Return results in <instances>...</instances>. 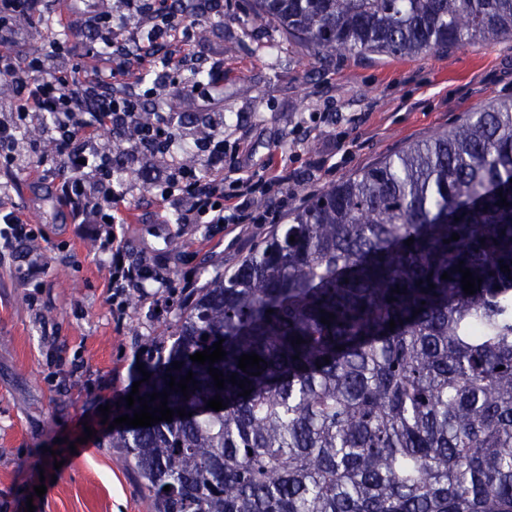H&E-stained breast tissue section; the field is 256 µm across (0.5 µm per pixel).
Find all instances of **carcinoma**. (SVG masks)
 <instances>
[{
    "mask_svg": "<svg viewBox=\"0 0 512 512\" xmlns=\"http://www.w3.org/2000/svg\"><path fill=\"white\" fill-rule=\"evenodd\" d=\"M254 6L255 20L325 55L512 37V0ZM461 267L482 279L473 295ZM219 340L224 359L190 360ZM167 342L146 339L182 368L158 371L139 396L165 391L169 408L190 402L199 413L109 441L153 512H512V100L293 211L200 290ZM251 353L262 369L244 372L238 359ZM190 371L189 397L166 385ZM216 395L227 408L207 407Z\"/></svg>",
    "mask_w": 512,
    "mask_h": 512,
    "instance_id": "carcinoma-1",
    "label": "carcinoma"
}]
</instances>
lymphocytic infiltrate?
<instances>
[{
    "label": "lymphocytic infiltrate",
    "mask_w": 512,
    "mask_h": 512,
    "mask_svg": "<svg viewBox=\"0 0 512 512\" xmlns=\"http://www.w3.org/2000/svg\"><path fill=\"white\" fill-rule=\"evenodd\" d=\"M44 0H0V84L11 90L7 109L0 113V166L23 167L38 177L62 170L67 174L57 200L78 224H106L100 247L110 255L109 271L114 292L112 311L123 316L121 300L126 289L144 287L151 276L141 262L130 261L125 245L124 210L126 184L112 165V149L105 133L128 142L127 165L153 161L157 169L155 197L166 211L165 219L177 224H267L277 221L288 206L287 196L274 204L260 202L258 184L251 175L228 178V160L223 132L195 139L202 165H189L176 158L182 134L174 115L154 113L145 118V99L159 96L160 86L151 83L144 93H109L103 79L82 82L71 51L54 43L50 51L19 56L13 51V19L39 13ZM76 11L85 14L97 40L124 57L138 51L148 58L150 47H136L118 40L110 15L95 8V0H73ZM39 118L42 132L57 148L51 157L29 158L19 149V135L28 119Z\"/></svg>",
    "instance_id": "1"
}]
</instances>
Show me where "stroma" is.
Returning <instances> with one entry per match:
<instances>
[{"label":"stroma","mask_w":512,"mask_h":512,"mask_svg":"<svg viewBox=\"0 0 512 512\" xmlns=\"http://www.w3.org/2000/svg\"><path fill=\"white\" fill-rule=\"evenodd\" d=\"M43 21L16 35L21 55L45 50L66 30L75 55L85 56L89 31L67 0H46ZM205 38L172 43L179 56L220 63L224 76L206 99L177 85L148 111L173 113L187 142L204 134L203 116L223 124L227 144H239L246 173H262L269 155L286 159L294 207L409 145L448 130L468 113L512 98V38L472 41L428 55L355 52L326 57L288 38L278 23L255 21L253 0H210L198 13ZM153 165L126 176L131 222L128 249L155 275L145 290H128L123 321L112 316L108 256L78 238L66 209L55 203L57 177L35 178L0 167V201L40 230L43 269L20 276L32 257L18 247L0 262V512H152L140 484L109 447L110 418L156 356L146 337L168 335L179 311L175 284L187 270L199 282L231 272L273 227L251 224H167L154 199ZM95 435L83 440L85 428ZM62 467H55V457ZM56 475L44 497L41 475Z\"/></svg>","instance_id":"35a3bbf8"}]
</instances>
